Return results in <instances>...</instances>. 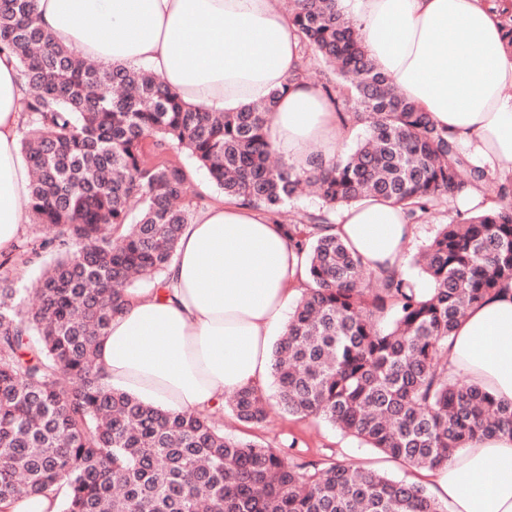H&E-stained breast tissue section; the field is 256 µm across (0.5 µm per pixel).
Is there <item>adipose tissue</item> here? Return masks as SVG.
<instances>
[{
    "label": "adipose tissue",
    "instance_id": "ef3b65f1",
    "mask_svg": "<svg viewBox=\"0 0 512 512\" xmlns=\"http://www.w3.org/2000/svg\"><path fill=\"white\" fill-rule=\"evenodd\" d=\"M395 89L447 129L471 162L512 180V41L485 0H336ZM38 25L103 65L149 67L184 102L237 112L286 87L266 130L296 171L336 160L355 134L321 85L291 81L300 38L283 0H36ZM28 93L14 57L0 56V254L25 224L30 167L20 151ZM334 231L375 273L399 269L414 237L402 206L367 198L339 210ZM167 287L133 294L97 340L103 384L176 413L265 387L271 340L284 333L304 257L272 216L235 200L199 209L165 273ZM512 403V285L467 309L443 352ZM430 494L448 512H512V436L455 449Z\"/></svg>",
    "mask_w": 512,
    "mask_h": 512
}]
</instances>
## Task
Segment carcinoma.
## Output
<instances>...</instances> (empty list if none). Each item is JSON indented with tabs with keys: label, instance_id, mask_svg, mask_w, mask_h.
<instances>
[{
	"label": "carcinoma",
	"instance_id": "carcinoma-1",
	"mask_svg": "<svg viewBox=\"0 0 512 512\" xmlns=\"http://www.w3.org/2000/svg\"><path fill=\"white\" fill-rule=\"evenodd\" d=\"M34 12L35 0H0V55H14L30 89L21 147L32 171L33 232L5 262L55 259L36 280V305L0 279V512L63 483L60 512H445L415 483L290 463L225 435L211 412L109 390L95 348L135 279L160 281L198 206L167 155L185 150L225 197L275 218L304 182L322 201L286 225L312 286L273 348L282 412L324 419L414 468L439 467L478 436L512 435V403L448 375L441 358L465 310L512 282V207L438 225L419 260L425 290L375 274L329 232L330 213L366 197L403 205L417 224L484 172L397 93L336 0H291L300 64L238 112H202L144 68L94 64ZM312 68L369 132L348 156L299 173L272 160L265 130L288 84ZM231 411L265 421L264 393H235Z\"/></svg>",
	"mask_w": 512,
	"mask_h": 512
}]
</instances>
